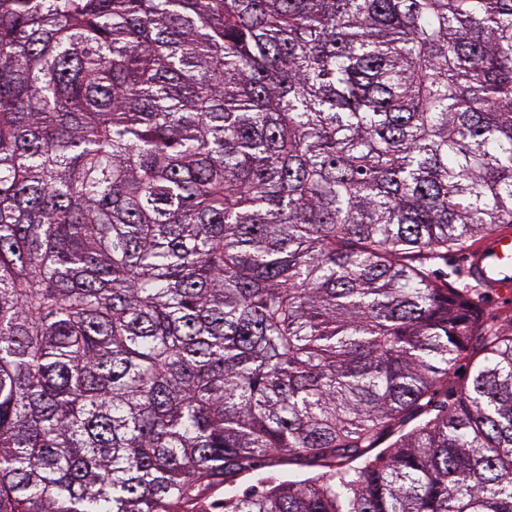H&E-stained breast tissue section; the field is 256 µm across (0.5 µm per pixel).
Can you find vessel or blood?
I'll return each mask as SVG.
<instances>
[{
  "instance_id": "1",
  "label": "vessel or blood",
  "mask_w": 512,
  "mask_h": 512,
  "mask_svg": "<svg viewBox=\"0 0 512 512\" xmlns=\"http://www.w3.org/2000/svg\"><path fill=\"white\" fill-rule=\"evenodd\" d=\"M466 271L492 297L512 294V227L504 225L466 251Z\"/></svg>"
}]
</instances>
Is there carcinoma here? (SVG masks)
<instances>
[{
    "instance_id": "1",
    "label": "carcinoma",
    "mask_w": 512,
    "mask_h": 512,
    "mask_svg": "<svg viewBox=\"0 0 512 512\" xmlns=\"http://www.w3.org/2000/svg\"><path fill=\"white\" fill-rule=\"evenodd\" d=\"M505 224L512 0H0V512H512ZM512 226L503 225L493 234L481 238L475 244L469 242L463 251L448 255V266L439 267L448 274V282L467 284L478 288L492 297L510 295L512 293ZM466 251V271L471 279H467L461 262Z\"/></svg>"
}]
</instances>
